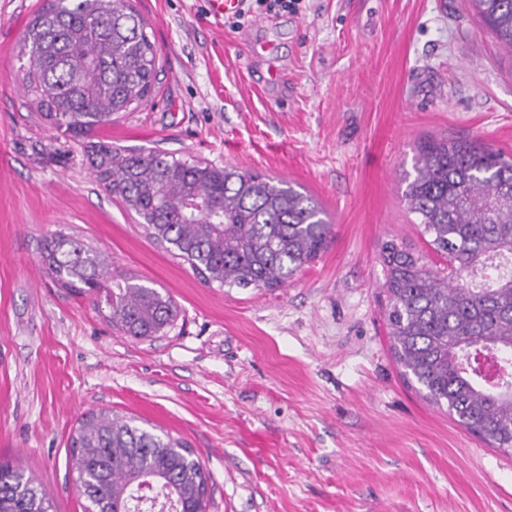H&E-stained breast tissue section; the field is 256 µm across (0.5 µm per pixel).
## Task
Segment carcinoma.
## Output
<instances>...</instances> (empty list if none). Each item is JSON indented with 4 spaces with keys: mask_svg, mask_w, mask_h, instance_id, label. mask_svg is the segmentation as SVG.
Here are the masks:
<instances>
[{
    "mask_svg": "<svg viewBox=\"0 0 512 512\" xmlns=\"http://www.w3.org/2000/svg\"><path fill=\"white\" fill-rule=\"evenodd\" d=\"M470 2L512 56V0ZM146 28L131 0H47L18 53L40 116L78 140L106 192L205 283L285 285L331 234L311 196L229 165L85 141L150 95L157 51ZM413 170L403 205L432 249L448 257V271L429 268L410 246L383 244L394 358L426 400L511 453L512 155L431 139ZM42 260L62 287L105 294L112 327L126 336H162L176 317L168 293L115 277L98 251L74 237L47 240ZM70 448L88 512H142L146 479L160 509L207 512L202 464L167 433L101 411L80 422ZM0 512H52V504L30 478L0 463Z\"/></svg>",
    "mask_w": 512,
    "mask_h": 512,
    "instance_id": "obj_1",
    "label": "carcinoma"
}]
</instances>
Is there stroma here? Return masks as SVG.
<instances>
[{"label":"stroma","mask_w":512,"mask_h":512,"mask_svg":"<svg viewBox=\"0 0 512 512\" xmlns=\"http://www.w3.org/2000/svg\"><path fill=\"white\" fill-rule=\"evenodd\" d=\"M45 0H0V462L54 512H84L70 439L109 410L180 438L209 475L207 512H512V455L422 398L387 336L380 250L436 267L402 202L431 138L512 154V60L470 0H298L238 27L208 0H133L158 80L91 139L287 181L332 224L279 288L205 284L38 116L18 45ZM65 234L165 290V335L113 330L61 288L39 244Z\"/></svg>","instance_id":"1"}]
</instances>
